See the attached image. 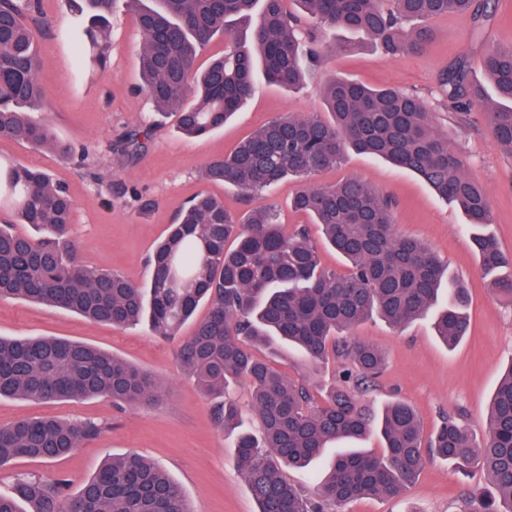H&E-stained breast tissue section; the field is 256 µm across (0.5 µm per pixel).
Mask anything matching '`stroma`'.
Instances as JSON below:
<instances>
[{
    "instance_id": "35a3bbf8",
    "label": "stroma",
    "mask_w": 512,
    "mask_h": 512,
    "mask_svg": "<svg viewBox=\"0 0 512 512\" xmlns=\"http://www.w3.org/2000/svg\"><path fill=\"white\" fill-rule=\"evenodd\" d=\"M492 6L495 19L478 36L469 16L432 20L433 41L420 55L387 57L372 41L330 36L321 64L301 88L257 77L252 98L222 129L189 138L174 115L157 113L141 88V36L135 13L124 0L109 17L108 40L101 50L92 45L88 17L72 11L70 0H39L36 46L42 61L38 78L45 90L42 117L57 147L0 139V161L42 168L64 183L74 203L73 233L83 261L119 271L141 285L151 275V252L197 193H209L238 215L252 208L254 202L235 186L205 180L206 163L232 151L277 115L327 116L323 88L330 78L343 76L372 88L395 87L420 96L435 116L436 132L462 154L467 174L486 191L493 221L484 225V233L512 257V152L496 142L484 108L453 111L438 86L440 72L464 54L472 80L485 85L487 100L496 103L487 85L483 53L490 47L512 46V0H492ZM144 124L151 127L144 148L133 156L119 151L124 134ZM67 146L74 148V155L64 154ZM348 177L388 195L394 202L395 231L431 248L447 264L449 279L462 282L470 295V329L452 349L436 338L427 317L401 329L375 317L355 329V338L380 347L386 360L365 403L378 408L393 400L407 402L427 436L449 415L482 432L501 375L512 365V304L495 294L493 276L480 271L470 247L468 217L416 175L354 152L340 167L315 176L314 183L332 185ZM0 336H44L94 345L149 374L160 392L157 405L138 408L119 407L108 397L47 402L0 398V426L42 416L91 418L106 425L99 437L65 459L1 465L0 491H7L17 474L33 472L47 479L65 476L75 492L106 459L136 452L166 469L194 512H256L236 467V437L216 426L211 402L181 368L179 338L155 335L144 325L120 329L95 324L70 311L22 299L0 300ZM488 484L480 466L461 472L430 456L401 497L361 499L343 512H456L462 495Z\"/></svg>"
}]
</instances>
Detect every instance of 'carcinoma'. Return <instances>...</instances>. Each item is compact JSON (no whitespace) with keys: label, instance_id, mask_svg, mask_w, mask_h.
Instances as JSON below:
<instances>
[{"label":"carcinoma","instance_id":"cac0c4a2","mask_svg":"<svg viewBox=\"0 0 512 512\" xmlns=\"http://www.w3.org/2000/svg\"><path fill=\"white\" fill-rule=\"evenodd\" d=\"M117 0H71L78 13L103 27ZM127 0L142 37L143 88L160 112H174L189 137L221 127L254 94L253 70L261 62L267 79L298 87L319 60L324 41L338 30L366 35L390 57L423 51L428 22L449 14L472 17L478 32L492 17L490 0H295L310 17L287 11L285 0ZM32 0H0V138L56 148L48 126L33 118L42 109L37 74L41 59L27 21ZM224 50L204 70L197 58L212 40ZM486 74L499 99L510 105L490 112L498 144L512 151V47L486 51ZM439 88L456 112L485 101L470 79L468 60L457 59L439 77ZM330 119L281 115L256 130L229 155L211 160L204 177L246 194L270 190L286 177L302 182L293 209L318 225L348 269L321 266L305 226L284 230L272 207L239 216L201 193L150 257V283L136 286L123 275L82 264L71 234L74 204L46 172L0 164V205L40 237L0 224V300L25 299L76 313L90 321L126 328L148 323L170 336L192 321L178 350L197 386L216 399V424L237 432L236 464L258 512H340L348 502L396 497L425 462L423 431L415 410L392 401L379 410L363 403L384 363L374 345L350 342L362 322L378 316L401 327L434 311L432 328L447 347L466 336V289L448 284L439 303L445 268L419 240L393 229L392 202L366 182L346 178L331 186L311 178L341 164L346 150L380 157L423 178L439 196L459 206L472 225L491 223L483 187L465 173V161L433 128L432 113L416 95L395 88L371 89L342 77L324 90ZM145 127L127 132L121 145L145 144ZM485 274L512 268V257L484 233L471 237ZM279 355L295 347L309 374L330 358L343 361V377L322 403L311 388L293 382L247 342ZM249 381V406L258 416L256 435L243 428V409L229 388ZM106 396L119 405L159 400L154 381L133 365L87 343L48 338L0 337V398L29 400ZM103 431L94 420L22 419L0 428V466L18 458L54 460L75 452ZM380 435L382 451L336 455L313 494L297 488L283 470L301 468L341 439ZM430 453L458 468L476 461L490 486L461 498L459 512H512V365L491 399L485 434H474L448 416L430 435ZM26 503L29 510L20 509ZM193 512L181 486L155 462L129 453L107 460L74 494L67 480L44 483L33 476L0 493V512Z\"/></svg>","mask_w":512,"mask_h":512}]
</instances>
